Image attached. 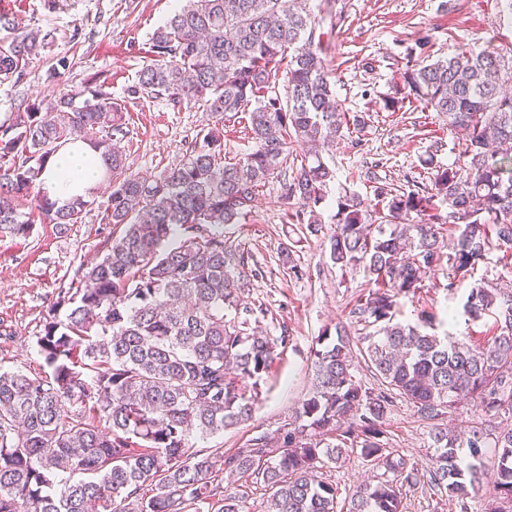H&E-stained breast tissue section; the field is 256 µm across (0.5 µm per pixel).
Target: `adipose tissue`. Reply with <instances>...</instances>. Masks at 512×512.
<instances>
[{
    "mask_svg": "<svg viewBox=\"0 0 512 512\" xmlns=\"http://www.w3.org/2000/svg\"><path fill=\"white\" fill-rule=\"evenodd\" d=\"M93 157L89 144L80 141L66 144L52 155L42 175L50 197L63 202L99 184L101 166Z\"/></svg>",
    "mask_w": 512,
    "mask_h": 512,
    "instance_id": "ef3b65f1",
    "label": "adipose tissue"
}]
</instances>
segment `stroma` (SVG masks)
Masks as SVG:
<instances>
[{"label": "stroma", "mask_w": 512, "mask_h": 512, "mask_svg": "<svg viewBox=\"0 0 512 512\" xmlns=\"http://www.w3.org/2000/svg\"><path fill=\"white\" fill-rule=\"evenodd\" d=\"M179 6L180 0H56L50 10L45 0H16L8 16L30 28L53 31L54 40L22 81L0 80V124L12 122L28 104H47L96 74L113 98L126 102L129 135L124 146L130 173L154 179L174 167L191 142L211 126L213 115L194 104L174 110L148 96L129 100L125 89L152 63L147 53L150 34ZM333 10L342 20L326 38L323 57L340 110L369 116L359 134L362 149L354 151L346 139L324 156L335 178L318 208L321 233L310 234L305 225L293 221L296 207L281 199L275 175L266 180L245 223L231 226L233 239L246 244L268 269L266 279L252 283L245 300L262 306L258 325L265 334L287 335L288 342L267 377L252 418L222 433L194 439V448L210 453L245 447L262 432L275 433L311 386L317 339L342 324L349 326L352 336L361 332L351 324L348 312L359 294L367 292V275L359 269L341 271L329 258L328 237L339 191L347 188L369 200L378 181L397 185L412 173L431 180L421 159L437 138L445 143L441 163L457 161L456 134L440 113L416 102L398 112L385 110V99L402 86L405 67L426 65L455 51L494 48L512 56V30L502 24V0H335ZM61 58L66 67H58ZM377 158L383 164L376 179H368L366 164ZM109 193L107 184H99L90 211L66 232L39 223L26 238L0 232V368L45 374L37 347L43 316L58 292L77 286L83 265L103 256L109 246L112 227L103 220ZM285 247L304 269V278H293L283 269L279 255ZM447 283V268H437L420 293L400 298L399 321L416 323L421 310H431L440 319L438 333L473 347L486 344L497 333L496 310L470 319L463 311L469 282L452 291ZM447 422L459 430L485 428L482 456L488 461L495 454L499 433L512 427V416L492 415L465 401ZM386 430L391 448L429 469L435 456L431 421L399 401ZM492 497L487 486L464 504H452L439 492L419 486L408 491L404 512H488Z\"/></svg>", "instance_id": "stroma-1"}]
</instances>
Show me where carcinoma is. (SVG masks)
Instances as JSON below:
<instances>
[{
  "label": "carcinoma",
  "instance_id": "1",
  "mask_svg": "<svg viewBox=\"0 0 512 512\" xmlns=\"http://www.w3.org/2000/svg\"><path fill=\"white\" fill-rule=\"evenodd\" d=\"M183 2L151 34L153 63L126 94L174 109L193 102L218 120L159 178L126 172L125 108L95 75L0 125V226L25 238L37 218L61 232L82 220L94 191L60 204L42 174L62 145L83 138L109 183L105 223L119 230L104 257L83 267L75 291L59 292L46 311L37 345L50 373L0 370V512H117L120 501L127 512L215 504L240 512L245 491L224 486L220 473L263 485L268 512H403V488L423 478L450 500L485 484L512 500V428L499 433L486 463L483 428L469 429L468 461L457 434L438 424L468 399L512 413V295L482 282L469 289L471 319L498 310L499 334L479 349L438 336L432 311L414 325L395 321L398 299L416 295L435 268L451 271V292L490 250L512 258V156L502 151L512 143V56L452 53L402 73L404 97L386 106L399 111L414 100L446 116L465 162L441 164L435 140L422 159L434 171L431 186L410 177L403 187L376 185L370 201L347 190L339 196L330 259L367 273L371 288L350 310L367 332L354 340L338 327L314 350L312 386L276 435L207 454L192 439L251 418L288 340L240 318L245 288L266 271L220 228L245 222L279 169L281 198L300 205L297 223L320 232L315 207L334 177L323 153L367 119L338 109L321 20L297 0ZM1 26L15 35L0 44V79L19 82L53 34L6 15ZM281 71L284 97L275 90ZM242 121L252 149L224 162V128ZM292 145L302 151L298 165L288 163ZM28 198L34 208L22 213L17 202ZM357 358L377 385L356 378ZM398 399L437 421L426 474L389 447L384 424ZM356 451L388 476L341 501L322 469Z\"/></svg>",
  "mask_w": 512,
  "mask_h": 512
}]
</instances>
